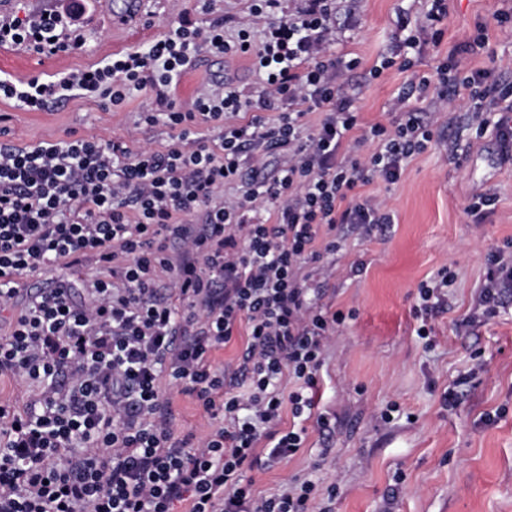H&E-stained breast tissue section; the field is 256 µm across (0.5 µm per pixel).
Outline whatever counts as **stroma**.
Returning <instances> with one entry per match:
<instances>
[{"mask_svg":"<svg viewBox=\"0 0 512 512\" xmlns=\"http://www.w3.org/2000/svg\"><path fill=\"white\" fill-rule=\"evenodd\" d=\"M445 35L439 46H425L408 70L390 68L372 76L371 67L387 53L399 11L422 20L425 0H354L336 53L359 58L344 72L356 91L364 124L388 123L391 100L433 72L456 45L485 26L486 53L470 67L496 68L512 82V30L494 22L512 11V0H447ZM76 20L84 46L45 57L14 46L0 47V72L17 80L46 78L97 67L118 53L143 50L170 27L225 22L227 39L239 30L259 36L266 20L250 0H145L137 28H113L107 0H81ZM231 82L250 94L259 79L249 59L202 54L177 85V102L189 104L217 82ZM469 93L460 90L447 104L421 103L434 132L428 148L415 155L399 181L381 179L359 187L360 195L391 211L385 234L365 239L346 233L336 264L321 278L319 302L330 310L354 311L326 345L319 372L317 412L333 423L321 434L307 420L303 448L272 470L251 473L256 495L280 493L294 478L307 477L319 488L335 486L332 512H512V300L491 319L472 315L473 301L486 279L485 256L512 243V156L504 157L495 131L477 134L469 112ZM151 92L136 91L118 107L73 96L46 111H25L0 99L9 114L0 144L16 147L89 135L121 139L134 148L160 149L171 141L163 124H145ZM493 190L496 203L483 223H473L465 208L473 196ZM360 273H352L355 262ZM456 275L448 289V308L431 319L432 333L417 334L414 313L418 287L441 268ZM458 389L459 405L443 408L442 397ZM391 411L390 420L382 412ZM498 414L496 423L485 414Z\"/></svg>","mask_w":512,"mask_h":512,"instance_id":"35a3bbf8","label":"stroma"}]
</instances>
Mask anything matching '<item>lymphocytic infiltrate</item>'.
Returning a JSON list of instances; mask_svg holds the SVG:
<instances>
[{"mask_svg": "<svg viewBox=\"0 0 512 512\" xmlns=\"http://www.w3.org/2000/svg\"><path fill=\"white\" fill-rule=\"evenodd\" d=\"M280 5L259 0L270 21L257 38L182 24L95 69L48 81L0 77V96L29 111L75 95L117 106L147 89L156 106L143 122L176 132L159 150L92 137L0 146V308L24 300L0 327V377L35 388L25 407L0 400V512H328L322 501L335 499V487L296 480L258 497L247 474L302 448L304 430L282 429L283 412L312 408L326 343L347 319L311 299L312 266L336 254L344 225L368 237L392 223L358 189L376 178L397 183L433 132L402 97L390 125L362 127L355 94L338 81L360 61L330 51L335 0H302L283 18ZM447 15V0H431L419 36L398 14L405 36L383 67H411L424 43H440ZM74 19L1 17L0 46L45 56L80 49ZM487 45L481 32L456 46L415 89L442 100L468 90L474 125L495 126L511 145L512 86L466 65ZM204 53L249 58L260 87L247 97L222 84L181 107L167 90ZM204 124L216 136L201 137ZM369 142L374 151L359 157ZM269 155L281 160L271 178L262 172ZM242 180L244 193L225 197ZM486 265L474 309L488 319L512 295V251L490 249ZM58 266L90 268L84 303L65 281L23 295L22 276ZM453 279L444 268L420 285L419 336L447 306ZM241 326L246 344L228 376L213 354ZM288 376L298 390L286 391ZM165 381L202 407L205 438L177 432Z\"/></svg>", "mask_w": 512, "mask_h": 512, "instance_id": "f902f5d3", "label": "lymphocytic infiltrate"}]
</instances>
